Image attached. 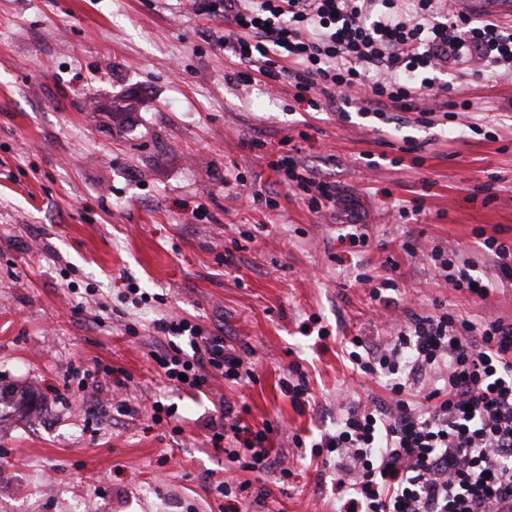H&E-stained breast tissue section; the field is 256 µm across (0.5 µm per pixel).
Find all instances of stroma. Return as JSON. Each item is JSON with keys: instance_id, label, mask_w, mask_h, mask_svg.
I'll return each mask as SVG.
<instances>
[{"instance_id": "35a3bbf8", "label": "stroma", "mask_w": 512, "mask_h": 512, "mask_svg": "<svg viewBox=\"0 0 512 512\" xmlns=\"http://www.w3.org/2000/svg\"><path fill=\"white\" fill-rule=\"evenodd\" d=\"M228 73L224 19L192 0H0V391L41 406L23 423L0 402V471L16 477L0 484V512H80L87 499L95 512H221L217 484L251 477L210 446L205 424L224 398L247 425L275 429L291 475L272 484L270 512H336L333 468L293 437L317 439L341 404L385 396L349 369L346 340L391 335L406 310L438 302L512 319V287L483 246L512 241V78L477 88L474 111L397 125L294 112L292 87ZM481 120L494 138L470 131ZM286 135L356 214L312 213L279 182L268 163ZM238 176L277 208L236 196ZM351 222L367 248L337 242ZM437 247L498 290L481 301L449 288ZM390 265L399 305L377 321L357 277ZM165 314L251 345L254 382L220 377L199 396L166 385L149 356ZM293 368L310 389L302 408L281 390ZM119 380L134 416L93 399ZM157 400L176 419L154 424Z\"/></svg>"}]
</instances>
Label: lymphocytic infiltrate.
Instances as JSON below:
<instances>
[{"label": "lymphocytic infiltrate", "mask_w": 512, "mask_h": 512, "mask_svg": "<svg viewBox=\"0 0 512 512\" xmlns=\"http://www.w3.org/2000/svg\"><path fill=\"white\" fill-rule=\"evenodd\" d=\"M448 0H199L223 16L224 51L238 81L294 89L305 112L346 113L352 91L359 111L386 120L387 108L428 116L451 109L447 95L465 86L438 82L450 71L487 82L512 75V24L465 13L438 21ZM291 137L271 163L275 174L309 194L318 212L336 206L334 183L300 164ZM434 266L455 291L487 299L496 286L469 263L436 250ZM150 355L172 387L200 392L215 376L254 380L252 348L236 349L218 333L184 318L153 322ZM357 372L383 379L388 399L340 406L335 428L313 443L336 469V512H512V320L473 321L444 309L408 312L392 336L350 340ZM214 449L244 471L274 474V428L243 424L223 401L207 424Z\"/></svg>", "instance_id": "f902f5d3"}]
</instances>
